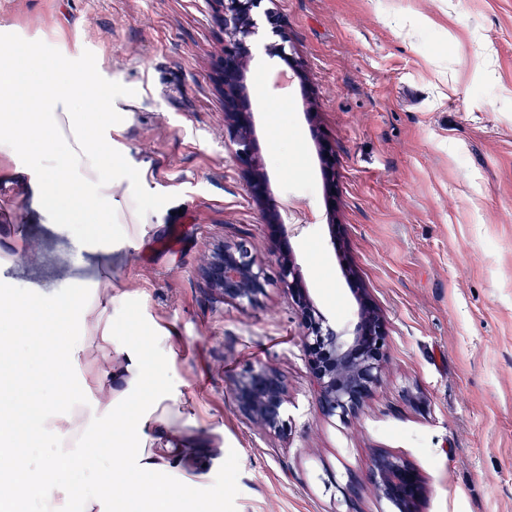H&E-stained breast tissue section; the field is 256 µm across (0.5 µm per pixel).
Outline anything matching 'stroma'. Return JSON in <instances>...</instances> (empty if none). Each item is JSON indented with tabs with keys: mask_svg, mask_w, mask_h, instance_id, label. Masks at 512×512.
Listing matches in <instances>:
<instances>
[{
	"mask_svg": "<svg viewBox=\"0 0 512 512\" xmlns=\"http://www.w3.org/2000/svg\"><path fill=\"white\" fill-rule=\"evenodd\" d=\"M281 16L303 75L280 94L279 58L257 52L245 86L270 193L314 305L356 317L351 283L386 321L387 362L354 419L322 414L296 307L267 254L268 229L232 153L217 88L223 33L211 0H0V55L26 102L88 69L123 130L113 160L144 174L116 191L158 233L117 243L111 260L77 253L93 224H60L38 203L24 165L0 163V284L41 297L54 341H81L58 298L111 279L116 335L136 321L168 385L194 403L185 433L223 462L174 512H393L369 480L374 449L412 462L428 494L420 512H512V0H263ZM336 159L328 212L320 142ZM340 225L341 251L331 245ZM227 236L265 258L253 307L213 297L204 255ZM26 421L61 393L37 336L8 354ZM288 384L287 434L238 413L229 389L251 364Z\"/></svg>",
	"mask_w": 512,
	"mask_h": 512,
	"instance_id": "stroma-1",
	"label": "stroma"
}]
</instances>
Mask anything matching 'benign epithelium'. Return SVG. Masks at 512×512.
<instances>
[{
    "label": "benign epithelium",
    "mask_w": 512,
    "mask_h": 512,
    "mask_svg": "<svg viewBox=\"0 0 512 512\" xmlns=\"http://www.w3.org/2000/svg\"><path fill=\"white\" fill-rule=\"evenodd\" d=\"M224 33L220 90L224 96V122L236 161L245 171L253 201L270 229L268 253L280 265V282L300 314L303 346L313 375L318 403L327 417L348 420L372 398L381 383L386 362V327L382 316L363 289H355L359 304L357 319L347 326L329 323L302 287L288 245V231L271 203L268 178L263 171L254 137L253 115L245 92L244 77L253 58L252 40L262 0H214ZM265 22L280 37L265 51L280 57L292 71L302 74L301 62L288 56V33L278 17L266 13ZM322 169L327 180L329 214H335V158L321 144ZM200 273L209 292L239 307L253 306L265 292L264 261L243 239L226 238L206 256ZM240 415L268 432L287 428L288 387L276 369L258 364L236 379L230 387ZM369 477L378 495L397 512H420L428 487L418 468L383 448L374 450Z\"/></svg>",
    "instance_id": "obj_1"
}]
</instances>
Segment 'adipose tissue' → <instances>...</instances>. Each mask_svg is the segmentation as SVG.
<instances>
[{
	"mask_svg": "<svg viewBox=\"0 0 512 512\" xmlns=\"http://www.w3.org/2000/svg\"><path fill=\"white\" fill-rule=\"evenodd\" d=\"M87 71L64 76L48 95L36 93L25 111L10 112V78L0 64V158L25 163L39 185L42 208L61 224L98 225L85 245L103 257L112 254L115 237L140 236L148 222L144 213L113 207L115 188L133 195L140 184L123 166L105 165L102 157L112 151V136L121 127L111 113L88 115L77 111L81 91H92ZM114 301L111 284L95 287L92 295H74L58 304L65 319L79 324L82 342L69 345L59 361V375L70 380L81 365L86 342L108 352L91 379L81 381V401L64 411L35 417L32 421L55 445L54 457L13 473L9 493L0 494V512H16L17 499L38 495L44 512H60V496L82 497L83 512H136L137 503L150 499L157 512H167L172 500L187 495L192 485L154 484L138 487L125 472L138 470L155 475L179 471L177 451L197 442L176 429L182 413V395L171 393L157 361L146 355L137 338L114 339L109 309ZM137 412H129L130 403ZM95 441L96 455L87 458L83 446ZM100 463L96 471L99 494L83 495L80 487L64 486L60 470Z\"/></svg>",
	"mask_w": 512,
	"mask_h": 512,
	"instance_id": "1",
	"label": "adipose tissue"
}]
</instances>
